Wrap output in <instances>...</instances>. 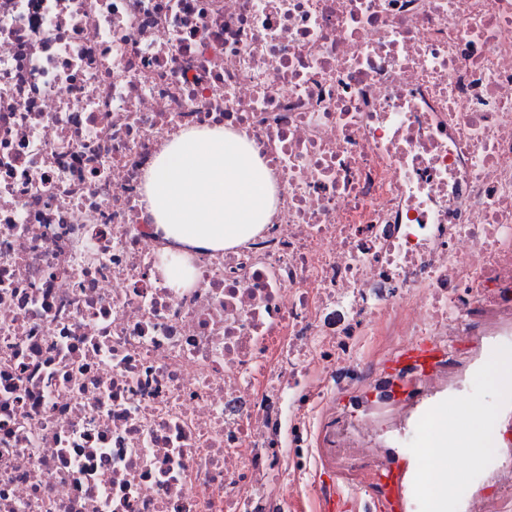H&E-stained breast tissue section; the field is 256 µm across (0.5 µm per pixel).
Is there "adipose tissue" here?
Here are the masks:
<instances>
[{"label": "adipose tissue", "mask_w": 512, "mask_h": 512, "mask_svg": "<svg viewBox=\"0 0 512 512\" xmlns=\"http://www.w3.org/2000/svg\"><path fill=\"white\" fill-rule=\"evenodd\" d=\"M275 201L272 172L245 135L202 126L174 137L147 170L141 199L171 258L167 283L190 287L189 255L244 244L262 230Z\"/></svg>", "instance_id": "obj_1"}]
</instances>
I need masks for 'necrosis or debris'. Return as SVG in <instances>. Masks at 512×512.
Segmentation results:
<instances>
[{"label": "necrosis or debris", "instance_id": "4bbe7bcc", "mask_svg": "<svg viewBox=\"0 0 512 512\" xmlns=\"http://www.w3.org/2000/svg\"><path fill=\"white\" fill-rule=\"evenodd\" d=\"M204 125L276 210L172 288L143 176ZM509 329L512 0H0V512H305L408 424L383 356ZM501 434L464 512H512ZM344 470V468L336 467V471H334L328 466L315 464L311 459L306 465L302 479L296 482H288L287 479L279 490L285 495L291 494L301 497L311 506L310 511L307 512H321L319 511L321 500L316 495V489L320 486H328L323 480L328 476H333V474H336V484L335 486L330 484V492L336 491L346 498L355 499L356 490L350 484L343 481L342 475Z\"/></svg>", "mask_w": 512, "mask_h": 512}]
</instances>
